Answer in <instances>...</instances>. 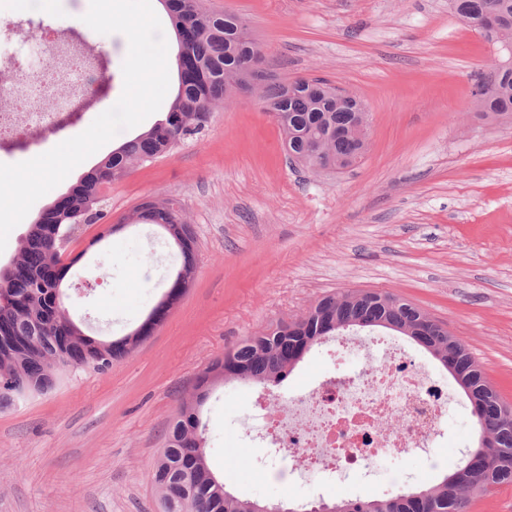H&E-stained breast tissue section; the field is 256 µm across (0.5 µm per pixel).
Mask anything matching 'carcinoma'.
Wrapping results in <instances>:
<instances>
[{"mask_svg":"<svg viewBox=\"0 0 512 512\" xmlns=\"http://www.w3.org/2000/svg\"><path fill=\"white\" fill-rule=\"evenodd\" d=\"M177 33L178 91L164 120L124 142L84 175L30 225L13 263L0 268V411L22 398L46 395L68 370L104 373L147 338L131 331L117 340L87 335L67 313L64 283L70 266L61 264L51 239L66 235L74 224L98 208L103 185L123 177L130 166L171 153L200 133L214 107L225 101L226 82L259 55L247 41L239 18L201 8L199 0H164ZM456 13L472 28L490 10L512 26V0H453ZM482 83L495 86L482 116L512 117V70L492 65ZM336 87L324 79L300 77L293 84L274 78L260 101L278 125L288 161L312 168L305 147L320 144L331 157L351 152L336 131L350 126L364 110L357 99L336 104ZM137 220L156 224L178 248L182 259L170 287L148 314L155 322L187 292L195 264L196 241L183 208L174 199L148 200L135 209ZM349 329L381 328L422 346L448 370L468 398L477 433L488 437L448 464L442 480L418 492L382 498L308 504L310 512H465L472 498L512 484V406L485 376L468 346L436 328L427 336L430 317L410 301L376 291H343L322 296L301 318L280 321L248 336L208 365L198 376L194 394L182 400L169 424L165 448L155 461L153 480L164 512H254L256 500L225 490L206 454L202 407L210 391L228 382L280 387L310 349Z\"/></svg>","mask_w":512,"mask_h":512,"instance_id":"obj_1","label":"carcinoma"}]
</instances>
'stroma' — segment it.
<instances>
[{"label": "stroma", "instance_id": "stroma-1", "mask_svg": "<svg viewBox=\"0 0 512 512\" xmlns=\"http://www.w3.org/2000/svg\"><path fill=\"white\" fill-rule=\"evenodd\" d=\"M242 18L278 80L317 77L362 100L369 147L353 167L315 173L288 165L279 129L257 96L216 109L174 152L105 185L110 222L149 199L178 200L196 239L188 291L163 324L103 374L76 371L52 393L0 412V512H162L153 462L180 399L246 336L304 315L331 291H382L444 322L512 403V124L474 116L471 91L494 54L448 0H207ZM89 0L23 12L0 0V82L46 55L33 35L81 31L104 64L101 101L123 91L125 45L82 17ZM137 129L86 159L12 229L10 265L30 224ZM71 242L67 310L85 332L117 339L168 290L177 263L159 227ZM317 345L285 382L291 396L329 376L369 369ZM452 404L430 457H385L375 469L330 473L311 487L277 474L281 457L254 436L251 385L214 389L204 407L208 462L231 493L295 506L416 491L477 445L475 419L451 375Z\"/></svg>", "mask_w": 512, "mask_h": 512}]
</instances>
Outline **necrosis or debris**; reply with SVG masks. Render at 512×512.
Here are the masks:
<instances>
[{
	"instance_id": "4bbe7bcc",
	"label": "necrosis or debris",
	"mask_w": 512,
	"mask_h": 512,
	"mask_svg": "<svg viewBox=\"0 0 512 512\" xmlns=\"http://www.w3.org/2000/svg\"><path fill=\"white\" fill-rule=\"evenodd\" d=\"M103 69L78 54L47 59L18 75L17 87H0V138L9 142L63 128L77 102L98 95ZM376 355L375 368L348 380L329 379L292 396L285 414H263L269 444L288 451L289 468L306 472L350 471L387 455L428 453L448 419V393L423 364L396 342L355 344L340 337L336 348Z\"/></svg>"
}]
</instances>
